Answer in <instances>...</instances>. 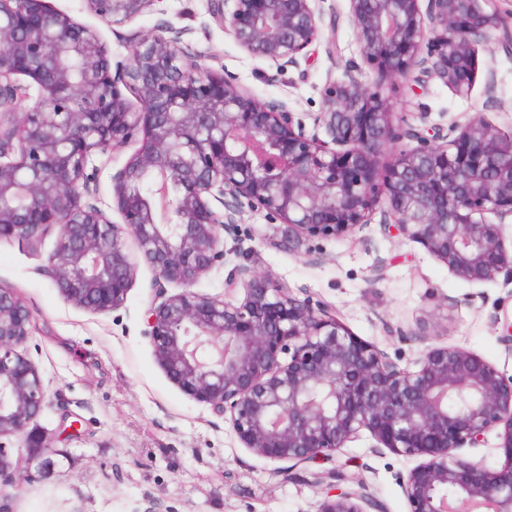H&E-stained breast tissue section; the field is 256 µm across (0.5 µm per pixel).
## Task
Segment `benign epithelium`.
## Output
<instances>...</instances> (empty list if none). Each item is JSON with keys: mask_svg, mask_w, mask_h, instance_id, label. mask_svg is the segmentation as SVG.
I'll return each mask as SVG.
<instances>
[{"mask_svg": "<svg viewBox=\"0 0 512 512\" xmlns=\"http://www.w3.org/2000/svg\"><path fill=\"white\" fill-rule=\"evenodd\" d=\"M160 2L84 0L112 27ZM315 2L211 0L210 16L283 71L336 24ZM349 22L374 83L344 70L309 129L288 103L189 52L181 28L135 32L114 63L98 30L46 0H0V241L32 246L55 231L44 272L64 302L96 313L123 307L148 264L158 302L143 334L157 363L257 456L296 466L366 431L376 447L420 459L403 480L408 512H512V376L448 345L403 368L330 305L255 267L233 268L222 298L195 289L224 260V226L245 207L285 226L290 250L378 214L461 279L512 276L500 233L512 218V133L483 112L446 132L424 112L396 122L381 92L434 79L467 97L479 47L498 31L512 48V27L494 0H349ZM130 143L138 148L112 173L115 222L98 205L93 160ZM30 325L29 307L0 285V437L23 439L34 460L51 447L29 429L46 398L21 350ZM495 427L501 467L458 454ZM18 471L1 447L0 485ZM332 479L317 512H383L363 484Z\"/></svg>", "mask_w": 512, "mask_h": 512, "instance_id": "1", "label": "benign epithelium"}]
</instances>
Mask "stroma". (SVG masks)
Instances as JSON below:
<instances>
[{
    "label": "stroma",
    "mask_w": 512,
    "mask_h": 512,
    "mask_svg": "<svg viewBox=\"0 0 512 512\" xmlns=\"http://www.w3.org/2000/svg\"><path fill=\"white\" fill-rule=\"evenodd\" d=\"M75 21L99 29L113 61L127 55L129 34L172 23L190 29L192 50L209 55L257 97L283 100L306 117L317 115L329 76L361 67L348 20V0H322L335 11L309 58L284 72L272 61L249 56L210 16V0H164L163 13H148L113 29L89 14L83 0H47ZM335 55H328V45ZM493 95H486L487 75ZM395 112H423L446 128L475 112L512 131V53L491 43L480 51L469 98L438 81L409 89L384 88ZM283 228L264 213L245 211L224 232L231 248L197 285L223 296L237 265L268 272L294 295L329 303L356 336L407 366L430 345L474 352L512 375V344L504 323L512 320V281L505 276L473 285L451 274L420 244L368 224L338 239H313L297 251L283 246ZM47 235L37 247L0 242V284L28 305L33 332L24 346L37 366L47 402L34 425L54 441V452L29 465L20 485L0 487V512H316L329 473L362 483L385 512H408L402 477L411 459L373 451L362 433L345 448L288 467L243 448L229 422L182 393L157 364L143 336L144 313L155 298L154 274L139 264L125 305L94 313L65 304L43 269L55 246ZM80 423V435L57 441L60 420Z\"/></svg>",
    "instance_id": "obj_1"
}]
</instances>
